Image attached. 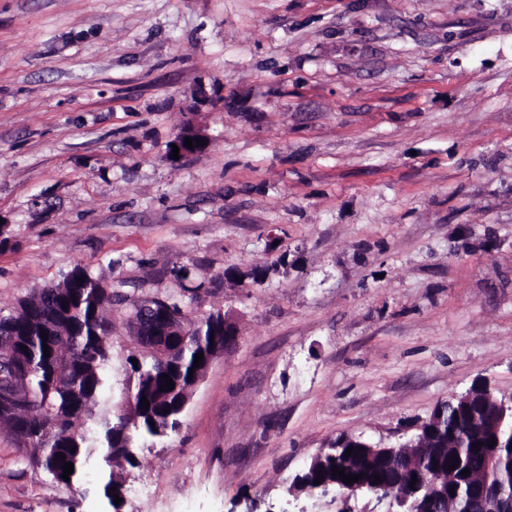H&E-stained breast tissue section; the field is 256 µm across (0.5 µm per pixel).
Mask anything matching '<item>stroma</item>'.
I'll use <instances>...</instances> for the list:
<instances>
[{
  "label": "stroma",
  "mask_w": 512,
  "mask_h": 512,
  "mask_svg": "<svg viewBox=\"0 0 512 512\" xmlns=\"http://www.w3.org/2000/svg\"><path fill=\"white\" fill-rule=\"evenodd\" d=\"M0 221L1 309L79 264L237 327L123 512H386L292 481L512 393V0H0ZM31 455L0 426V512H109Z\"/></svg>",
  "instance_id": "35a3bbf8"
}]
</instances>
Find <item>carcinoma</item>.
<instances>
[{
	"instance_id": "obj_1",
	"label": "carcinoma",
	"mask_w": 512,
	"mask_h": 512,
	"mask_svg": "<svg viewBox=\"0 0 512 512\" xmlns=\"http://www.w3.org/2000/svg\"><path fill=\"white\" fill-rule=\"evenodd\" d=\"M85 281H79V278ZM68 308H63V304ZM136 297L122 291L120 286L106 278L96 276L81 265H75L62 274L58 282L18 301L13 309L0 310V352L13 348L18 353L17 370L27 380L31 399L20 414L19 422L0 419V425L29 430V447L34 452L33 461L59 483L63 464L74 465L68 484L81 479L89 458L97 454L104 464L102 491L107 501L123 492V483L115 468L124 464L133 466L137 458L124 448L122 432L112 430V410L123 405L132 396L136 400L147 397L149 409L138 410L137 425L132 427L133 437H152L158 427L173 430L179 426L178 405L184 401V391L191 385L189 369L194 357L206 353L210 347L211 332L219 331L220 320L197 324V335L189 337L187 344L178 350L166 370L174 389L160 391L164 384L154 358L147 354V347L133 338L137 353L131 358L130 373L122 388L116 391L112 408L99 414L89 436L75 428V423L85 414H95L102 406L103 396L112 389L107 367L112 360V322L110 312L114 306L133 310ZM53 323L57 340L42 339L47 323ZM48 345L50 355L44 356L43 345ZM428 446L412 451L415 464L429 474L435 482L433 496L424 500L425 512H472V486L479 477L484 453L493 451L504 460L503 491L512 499V450L490 447L491 437L484 431H474L472 409L464 406L459 412L448 409V427L426 434ZM481 443L474 448L473 444ZM76 451H71V448ZM64 454L59 459L57 455ZM345 450L336 456L308 465L301 473L304 485H311L318 475L335 480L332 466L345 470V474H364L372 480L374 475L388 483L395 493L404 496L411 488L399 465L380 454L357 448L350 456ZM458 457L457 467L450 468L453 457ZM469 469L466 477L462 470ZM116 488L110 492V488Z\"/></svg>"
}]
</instances>
